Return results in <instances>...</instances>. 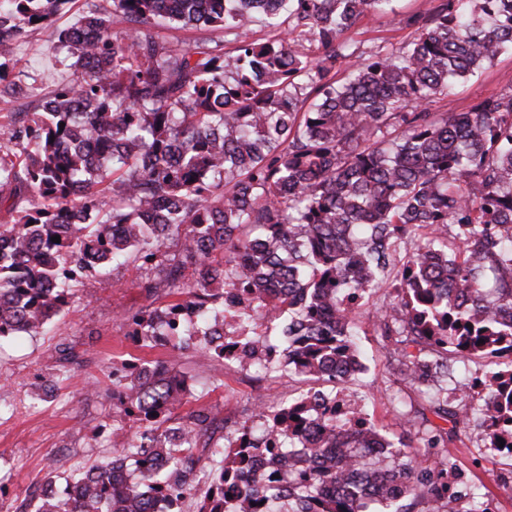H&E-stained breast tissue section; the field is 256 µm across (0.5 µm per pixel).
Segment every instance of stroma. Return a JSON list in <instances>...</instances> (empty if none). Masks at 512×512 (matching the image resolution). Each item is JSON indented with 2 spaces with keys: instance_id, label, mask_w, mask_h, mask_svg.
Wrapping results in <instances>:
<instances>
[{
  "instance_id": "1",
  "label": "stroma",
  "mask_w": 512,
  "mask_h": 512,
  "mask_svg": "<svg viewBox=\"0 0 512 512\" xmlns=\"http://www.w3.org/2000/svg\"><path fill=\"white\" fill-rule=\"evenodd\" d=\"M437 3L398 0L395 12L359 21L345 38L364 50L399 46L412 35L405 19L429 12ZM60 58L50 32H37L17 47L15 68L37 75L44 93L73 76ZM509 87L512 52L501 54L477 77L460 84L452 101H437L431 109L464 112L479 99ZM140 281L141 272L133 266L85 277L77 285L74 302L51 324L49 333L0 339V512H16L47 477L64 482L118 451L112 430L123 420L113 411L109 373L126 361L164 365L171 374L187 379L190 390L182 412L211 406L228 433L251 420L258 403L280 404L307 389V381L288 376L278 367L258 372L193 350L174 364L167 348L146 347L126 338L121 314L147 303ZM383 300L380 289L365 296L357 338L365 369L342 390L353 396L361 413L391 436L407 431L420 434L440 420L417 388L398 375L389 346L371 327V315ZM66 348L73 349L75 358L69 364L70 380L59 383L56 366ZM50 381L56 384L53 398L33 402L31 387ZM454 453L470 483L486 493L490 512H512V488L498 479L512 470V460L485 447L477 424H470Z\"/></svg>"
}]
</instances>
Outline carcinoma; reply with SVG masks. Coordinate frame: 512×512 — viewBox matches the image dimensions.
<instances>
[{
  "instance_id": "1",
  "label": "carcinoma",
  "mask_w": 512,
  "mask_h": 512,
  "mask_svg": "<svg viewBox=\"0 0 512 512\" xmlns=\"http://www.w3.org/2000/svg\"><path fill=\"white\" fill-rule=\"evenodd\" d=\"M69 2L0 0V100L21 95L6 76L37 29L56 33L79 73L32 111L0 113V194L13 198L0 240L16 244L0 261V338L43 333L83 276L132 264L151 303L122 325L146 345L167 337L171 362L189 348L224 360V294L238 290L273 329L255 347L279 349L290 376L345 382L359 330L347 298L381 287L397 257L406 287L371 325L395 337L403 380L427 386L451 427L419 447L373 424L349 439L346 420L314 421L297 399L259 406L266 447L251 424L237 435L249 447H225L211 407L175 415L167 371L130 364L113 373L115 408L136 424L121 453L61 493L48 478L32 512H164L202 484L194 512H228L232 496L249 512H489L448 449L470 415L438 381L512 346V89L466 112L430 104L512 50V0H440L406 19L411 39L370 53L342 34L397 0H86L59 29ZM171 26L218 36L182 46L151 31ZM68 215L78 221L53 242ZM487 386L497 402L483 411L485 440L497 449L512 439V364ZM313 428L323 447L307 466L256 469L260 456L301 453ZM429 448L443 452L431 461Z\"/></svg>"
}]
</instances>
